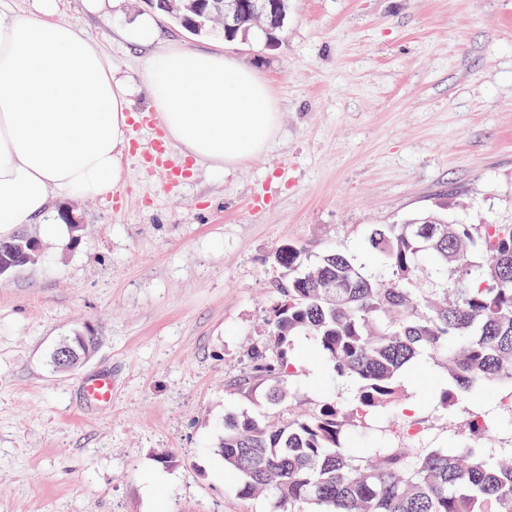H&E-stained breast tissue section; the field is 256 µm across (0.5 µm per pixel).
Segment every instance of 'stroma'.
Listing matches in <instances>:
<instances>
[{
	"label": "stroma",
	"instance_id": "1",
	"mask_svg": "<svg viewBox=\"0 0 512 512\" xmlns=\"http://www.w3.org/2000/svg\"><path fill=\"white\" fill-rule=\"evenodd\" d=\"M148 10L58 0L57 17L103 48L134 115H154L144 61L181 43L255 69L281 125L262 155L223 171L173 147L172 177L125 149L121 209L106 192L52 202L81 224L77 241L43 242L37 264L0 275V512H268L224 473L225 415L276 423L326 391L352 393L299 339L287 398L267 402L250 353L269 343L286 275L276 246L356 254L370 225L423 211L512 224V0H288L273 50L196 37L164 15L151 45L125 42L123 26ZM74 334L96 336L95 352L53 371L52 349ZM106 368L111 406L84 407L82 378ZM441 385L421 364L400 404ZM490 405L472 391L429 408L415 447L467 444L462 420Z\"/></svg>",
	"mask_w": 512,
	"mask_h": 512
}]
</instances>
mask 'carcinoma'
I'll return each instance as SVG.
<instances>
[{"label":"carcinoma","instance_id":"1","mask_svg":"<svg viewBox=\"0 0 512 512\" xmlns=\"http://www.w3.org/2000/svg\"><path fill=\"white\" fill-rule=\"evenodd\" d=\"M179 23L193 13H170ZM194 36L223 32L213 0ZM10 270L37 263L12 255ZM285 269L281 298L267 329L275 348L251 351L268 383L267 400L286 398L293 337L311 339L334 371L355 381L345 401L331 392L319 408L279 425L250 415L224 418V472L244 497L266 494L272 512H512V459L488 460L471 445L422 453L380 442L355 453L367 421L398 407L399 379L422 359L443 369L451 385L430 401L444 409L478 389L512 387V224H450L420 213L400 224L372 225L361 254L329 250L312 259L294 243L277 247ZM491 417L465 419L476 439L493 436Z\"/></svg>","mask_w":512,"mask_h":512}]
</instances>
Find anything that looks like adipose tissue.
Here are the masks:
<instances>
[{"mask_svg":"<svg viewBox=\"0 0 512 512\" xmlns=\"http://www.w3.org/2000/svg\"><path fill=\"white\" fill-rule=\"evenodd\" d=\"M56 0L35 12H0V239L42 218L46 241L62 242L48 216L53 199L102 194L122 178L130 138L126 82L99 46L55 20ZM151 107L169 139L217 171L267 149L279 103L258 72L221 52L178 43L144 69Z\"/></svg>","mask_w":512,"mask_h":512,"instance_id":"1","label":"adipose tissue"}]
</instances>
